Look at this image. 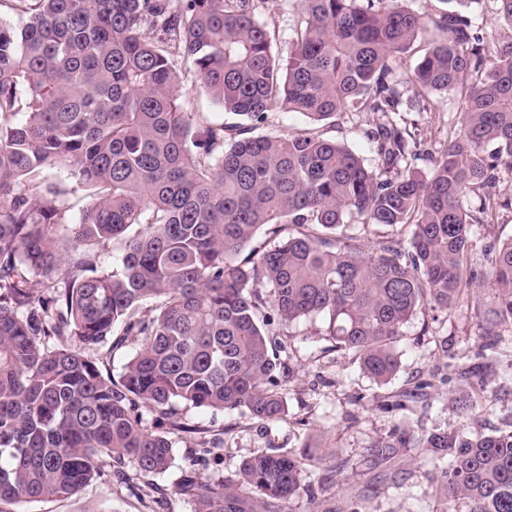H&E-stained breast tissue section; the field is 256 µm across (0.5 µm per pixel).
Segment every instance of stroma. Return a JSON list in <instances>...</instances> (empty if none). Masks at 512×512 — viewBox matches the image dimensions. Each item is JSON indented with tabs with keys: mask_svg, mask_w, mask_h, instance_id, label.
<instances>
[{
	"mask_svg": "<svg viewBox=\"0 0 512 512\" xmlns=\"http://www.w3.org/2000/svg\"><path fill=\"white\" fill-rule=\"evenodd\" d=\"M498 8L497 0H476L470 8L492 49L512 40V29L498 21ZM462 112L459 93L451 92L432 94L429 111L406 113L420 142L412 170L429 172L431 156L447 147ZM377 120L373 113L344 112L321 123L319 130L370 166L375 154L363 132ZM471 239L472 267L487 271L485 245L512 239V207H501L493 223L472 225ZM491 305L490 291L476 284L451 309L418 311L398 343L400 369L384 385L366 377L351 354L336 350L322 336L321 320L294 325L281 336L286 346L281 359L291 372L285 419L263 423L237 410H186L183 420L194 433L178 440L167 472L143 478L128 463L124 477L107 474L77 496L15 504L11 512H195L194 501L176 490L187 467L222 477L258 451L312 457L309 491L282 503L280 512H439L435 486L424 475L427 449L401 448L376 464L366 450L398 428L489 434L504 427L512 416V344L493 353L482 348V325ZM467 370L484 380L495 399L490 410L471 418L448 404L462 394L460 374ZM421 380L427 386L420 390L416 384Z\"/></svg>",
	"mask_w": 512,
	"mask_h": 512,
	"instance_id": "35a3bbf8",
	"label": "stroma"
}]
</instances>
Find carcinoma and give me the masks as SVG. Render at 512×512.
Returning <instances> with one entry per match:
<instances>
[{"instance_id":"1","label":"carcinoma","mask_w":512,"mask_h":512,"mask_svg":"<svg viewBox=\"0 0 512 512\" xmlns=\"http://www.w3.org/2000/svg\"><path fill=\"white\" fill-rule=\"evenodd\" d=\"M299 2L277 50L260 0H0L24 19L0 17V505L77 495L127 460L167 471L172 436L188 433L182 406L284 419L278 336L301 321L322 318L336 349L386 384L414 314L454 307L479 278L471 225L504 206L495 188L512 166V40L490 55L469 16L478 0H441L433 15L397 0ZM428 27L405 101L398 59ZM180 58L238 121L183 110ZM460 88L459 133L429 174L410 170L419 144L395 115ZM275 108L313 124L381 114L365 130L375 166L312 129L258 133ZM47 169L91 191L79 222ZM356 224L414 231L406 247L372 246ZM110 245L123 255L104 269ZM487 252L493 352L512 322V239ZM490 398L472 383L456 408ZM409 446L431 452L444 512H512V421L393 434L369 453ZM307 475L303 456L261 452L221 479L192 467L177 491L197 512H279Z\"/></svg>"}]
</instances>
